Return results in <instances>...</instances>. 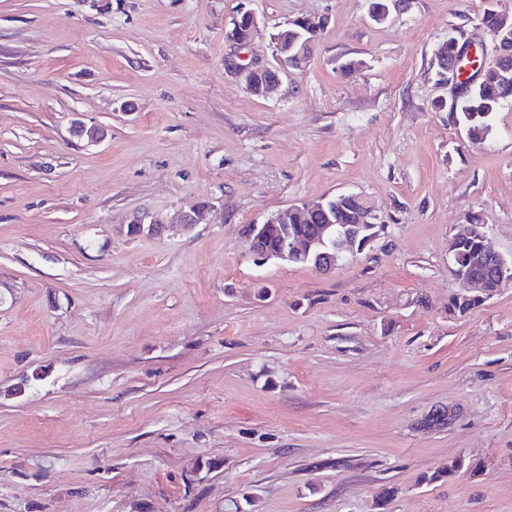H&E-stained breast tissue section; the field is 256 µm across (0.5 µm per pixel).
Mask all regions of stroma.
<instances>
[{
	"instance_id": "35a3bbf8",
	"label": "stroma",
	"mask_w": 512,
	"mask_h": 512,
	"mask_svg": "<svg viewBox=\"0 0 512 512\" xmlns=\"http://www.w3.org/2000/svg\"><path fill=\"white\" fill-rule=\"evenodd\" d=\"M488 8L0 0V512H512V284L448 309L461 224L512 257V104L471 142L432 66L452 31L493 63ZM314 15L308 68L251 95L230 62ZM339 193L363 250L254 263L245 225ZM130 235L160 237L168 231V225L147 214L135 216L129 223Z\"/></svg>"
}]
</instances>
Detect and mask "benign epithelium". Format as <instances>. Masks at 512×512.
Returning <instances> with one entry per match:
<instances>
[{
    "label": "benign epithelium",
    "mask_w": 512,
    "mask_h": 512,
    "mask_svg": "<svg viewBox=\"0 0 512 512\" xmlns=\"http://www.w3.org/2000/svg\"><path fill=\"white\" fill-rule=\"evenodd\" d=\"M250 24L251 36L239 40L229 38L233 44L243 48L249 45L253 37L260 31V22L251 11L240 12ZM279 34L271 37L273 57L275 64H251L247 66L230 64V67L238 71L245 87L252 94L268 97L279 87L282 77L294 72L304 70L311 61L316 48L317 40L300 32H288V24L278 26ZM484 69L475 67V75L469 81L458 79L453 68L439 69L442 84L451 87V99L449 111H456V104L460 98L467 95L471 87L477 84L483 77ZM360 200V196L353 193H341L334 196H325L316 200L301 201L293 204L288 210L268 217L262 223L248 224L244 229V237L249 247V252L258 263L269 260L293 259L297 261H314V267L328 272L336 269L347 254L354 250H361L367 245L368 240H360L362 232L374 227L376 215L366 201L361 200V207L356 215V224L344 226L343 230L336 231V209L345 199ZM303 211L312 231H306L299 224L290 223L293 211ZM130 235L159 237L168 230V225L162 221L142 214L134 217L129 222ZM277 239L275 248L268 246L271 239ZM483 265L491 267L499 285L512 282V267L505 264V257L495 245L483 249L478 255Z\"/></svg>",
    "instance_id": "obj_1"
}]
</instances>
